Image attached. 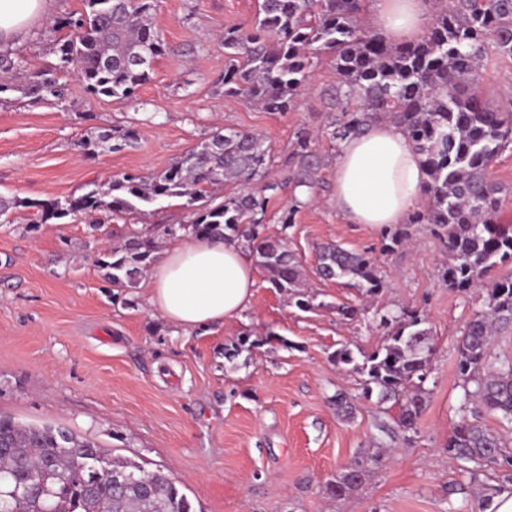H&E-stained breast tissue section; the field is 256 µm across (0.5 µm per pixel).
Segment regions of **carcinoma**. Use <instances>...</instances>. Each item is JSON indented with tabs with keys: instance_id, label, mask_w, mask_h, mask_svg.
Segmentation results:
<instances>
[{
	"instance_id": "cac0c4a2",
	"label": "carcinoma",
	"mask_w": 512,
	"mask_h": 512,
	"mask_svg": "<svg viewBox=\"0 0 512 512\" xmlns=\"http://www.w3.org/2000/svg\"><path fill=\"white\" fill-rule=\"evenodd\" d=\"M85 7L84 14L55 22L66 35L57 43L53 69L28 71L11 53L0 54V94L19 90L36 101L60 99L65 85L55 72L73 71L92 96L136 98L165 51L153 23V0H85ZM363 11V0H261L252 26H224V96L243 98L265 112H289L314 59L331 54L336 69V85L328 90L331 146L339 148L379 122L402 129L427 175L426 204L410 214V223L434 226L448 253L445 282L467 292L481 286L494 268L512 265V233L495 224L501 187L490 175L494 159L512 146V103L493 108L478 92L484 61L512 57V0H448L423 38L403 45L365 28ZM136 135L131 127L93 130L79 147L112 149V141L129 142ZM288 165L286 175L270 179L265 138L247 130H217L160 173L92 181L82 195L63 200L0 197V216L23 207L37 209L36 224L96 213L131 217L161 199L180 198L190 220L164 227L163 234L240 240L269 274L272 287L306 311L314 303L300 291L302 266L285 237L266 235L263 218L269 201L284 188L313 193L328 158L303 130ZM230 184L247 192L218 200L214 191ZM156 249L155 238L132 237L97 262L112 287L131 288L155 260ZM316 273L324 280L346 279L370 295L382 287L367 252L338 244L318 247ZM486 291L485 307L466 323L456 347L462 395L446 445L448 458L467 464L472 481L490 465L512 467L500 435L482 423L484 415L493 414L512 424V362L502 369L487 362L491 337L512 328V277L491 281ZM392 322L395 330L376 350L345 347L334 359L363 378L364 397L398 406L395 426L413 432L425 403L433 338L416 311L380 317L384 325ZM274 342L292 347L268 330L260 339L249 333L237 337L225 355L231 359ZM393 427L378 424L387 435ZM93 456L108 453L65 427L25 426L0 415V498L10 512H192L187 497L163 472L114 457L108 461L112 477L96 479L88 468ZM378 461L377 455L354 460L327 484V493L345 497ZM130 474L146 477L150 488L123 483Z\"/></svg>"
}]
</instances>
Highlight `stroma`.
Instances as JSON below:
<instances>
[{"instance_id":"stroma-1","label":"stroma","mask_w":512,"mask_h":512,"mask_svg":"<svg viewBox=\"0 0 512 512\" xmlns=\"http://www.w3.org/2000/svg\"><path fill=\"white\" fill-rule=\"evenodd\" d=\"M257 0H155V25L166 51L134 102L87 93L74 73L61 74L67 93L49 102L20 92L0 95V195L41 201L77 196L90 181L131 171L166 169L217 128L249 129L271 148L284 172L300 130L322 131L336 82L322 57L290 112L270 113L225 96L226 25L248 24ZM50 22L14 48L39 67L55 63L59 39ZM481 91L492 105L512 99V58L485 61ZM134 124L135 143L88 154L77 146L90 129ZM335 166L295 215L279 219L293 192L283 189L265 214V228L286 231L305 289L318 306L303 312L256 270L250 309L242 319L190 333L151 310L147 279L113 296L96 259L136 233H159L160 249L176 245L163 226L185 224L181 199L147 205L141 215L109 221L89 234L84 222L32 227V211L19 208L0 221V413L26 424L50 423L94 438L112 454L167 473L195 512H448L478 507L483 495L511 489L499 467L470 479L449 460L445 446L457 420L460 394L456 346L460 331L486 302L485 289L458 292L443 281L447 256L428 224H402L407 244L383 251L385 229L350 223L333 199ZM334 242L372 251L383 286L369 295L315 274L318 245ZM361 314L343 318L339 307ZM420 312L434 339L426 403L415 434L381 433L397 408L362 396L363 380L334 361L345 346L372 351L388 329L380 316ZM273 330L286 345L264 344L225 358L237 336ZM357 398L353 419L337 416L332 399ZM383 451L381 466L341 499L326 484L363 455ZM470 485L473 497L450 494Z\"/></svg>"}]
</instances>
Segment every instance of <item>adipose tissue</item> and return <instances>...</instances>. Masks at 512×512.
Here are the masks:
<instances>
[{"label": "adipose tissue", "instance_id": "adipose-tissue-1", "mask_svg": "<svg viewBox=\"0 0 512 512\" xmlns=\"http://www.w3.org/2000/svg\"><path fill=\"white\" fill-rule=\"evenodd\" d=\"M429 0H375L371 25L388 40L425 36ZM54 0H0V48L20 46ZM427 180L422 157L390 124L373 126L343 143L336 166L337 207L354 224L404 223L419 206ZM255 278L234 240L193 238L168 249L149 277L148 304L170 323L192 331L241 318L250 307Z\"/></svg>", "mask_w": 512, "mask_h": 512}]
</instances>
